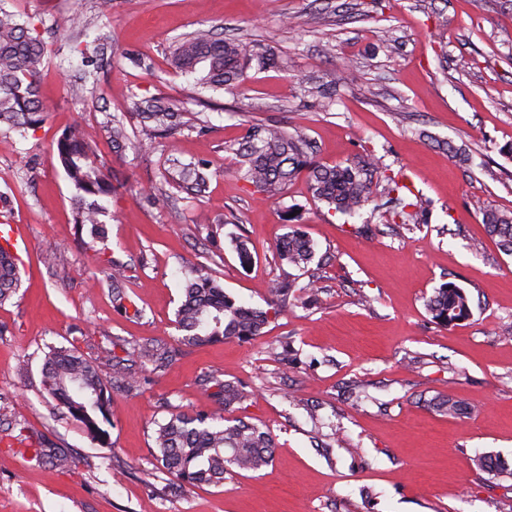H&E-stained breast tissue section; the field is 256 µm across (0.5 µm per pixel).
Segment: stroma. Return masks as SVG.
Wrapping results in <instances>:
<instances>
[{"mask_svg": "<svg viewBox=\"0 0 512 512\" xmlns=\"http://www.w3.org/2000/svg\"><path fill=\"white\" fill-rule=\"evenodd\" d=\"M0 3L32 20L49 52L45 122L24 136L0 128V223L29 243L20 286L0 305V512H512V480L475 465L487 452L512 461V334L502 328L512 256L482 222L485 208L512 210V0H112L105 17L98 0ZM75 8L79 31L66 24ZM199 28L277 64H250L241 85L194 94L168 50ZM346 62L355 84L339 79ZM320 85L333 91L327 112ZM159 94L196 118L176 152H115L113 118L137 127L133 97ZM268 123L301 132L313 162L372 154L403 172L430 203L427 223H386L374 201L336 213L302 178L283 200L265 199L240 177L237 151L252 125ZM75 124L117 185L103 201L107 237L90 244L56 153ZM174 157L210 163L205 192L164 180ZM292 205L315 244L303 269L276 251ZM238 238L250 264L237 258ZM115 260L127 267L123 310L101 283ZM199 265L253 308L267 309L271 279L296 288L256 340L190 350L140 389H115L109 447L54 415L41 384L48 348L94 358L145 340L177 345L185 277ZM447 282L472 299L471 317L449 328L426 309ZM205 372L245 385L252 396L234 418L277 444L272 464L221 487L155 468L156 421L214 409ZM447 399L458 415L440 411ZM43 439L76 456L71 471L33 460Z\"/></svg>", "mask_w": 512, "mask_h": 512, "instance_id": "stroma-1", "label": "stroma"}]
</instances>
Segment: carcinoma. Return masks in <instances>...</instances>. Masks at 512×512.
Here are the masks:
<instances>
[{
    "mask_svg": "<svg viewBox=\"0 0 512 512\" xmlns=\"http://www.w3.org/2000/svg\"><path fill=\"white\" fill-rule=\"evenodd\" d=\"M47 48L35 25L20 15L0 7V125L22 135L36 130L46 118L48 108L39 94V78ZM262 66L274 63L271 55L258 54L254 46L241 40H224L212 30L200 28L175 41L169 50L172 69L196 76V85L204 90H222L244 79L245 66L252 61ZM141 125L138 148L147 152L156 148V139L173 138L185 125L183 113L174 110L164 96L144 98L137 103ZM112 147L120 150L129 141V133L120 121L112 122ZM309 143L298 131L290 132L279 124H260L249 129L242 154L241 178L265 197L277 201L300 176H305L312 195L344 215L362 209L375 190L385 198V205L403 224H423L428 203L419 194L403 192L407 185L402 175L388 173L371 155L347 164H316L308 156ZM56 151L66 176L74 185L75 223L90 225L94 237L103 233L104 208L92 197L112 193V184L92 156L86 135L79 127L65 130L56 142ZM164 179L188 183L202 192L210 179L207 165L180 164L167 169ZM486 233L497 240L507 254H512V212L489 207L483 211ZM279 257L304 268L313 260V242L299 229L293 230L277 245ZM126 266L112 263L106 281L112 298L119 305L129 300L124 288ZM19 270L15 255L0 247V304L16 293ZM292 285L274 279L270 296L275 304L286 301ZM432 321L444 327L454 326L472 314L467 293L449 283L435 291L427 303ZM269 311L248 308L224 292V287L204 267L190 270L183 288V299L176 312L181 344L202 347L228 339L249 340L262 334ZM141 365L159 371L168 366L176 352L161 348L153 341L134 345ZM112 367V380L123 382L131 390L141 385L139 373L128 359L110 351L88 359L77 350L52 347L42 367V387L62 414L80 422L87 437L102 448L108 447L107 432L112 392L103 377V368ZM214 384L213 397L218 407L213 411L177 412L156 423L153 441L160 469L190 485L220 487L224 475L237 470L257 471L274 456L275 442L270 433L254 425L229 420L224 413L234 410L251 393L245 387L228 383L215 375L202 379ZM33 459L48 461L65 471L75 459L64 449L40 443ZM477 468L497 477L512 478V468L500 457L488 454L475 460Z\"/></svg>",
    "mask_w": 512,
    "mask_h": 512,
    "instance_id": "1",
    "label": "carcinoma"
}]
</instances>
